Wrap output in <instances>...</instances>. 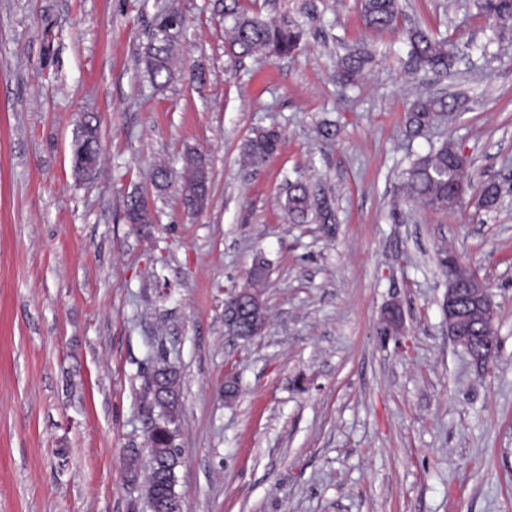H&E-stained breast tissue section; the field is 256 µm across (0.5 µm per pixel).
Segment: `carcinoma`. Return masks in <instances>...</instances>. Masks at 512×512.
<instances>
[{
  "label": "carcinoma",
  "instance_id": "carcinoma-1",
  "mask_svg": "<svg viewBox=\"0 0 512 512\" xmlns=\"http://www.w3.org/2000/svg\"><path fill=\"white\" fill-rule=\"evenodd\" d=\"M477 6L488 21L505 27L512 19V0H477ZM365 26L375 32L396 33L405 46V56L398 58L403 69L414 77L424 79L430 75L446 76L459 61L454 43L447 37L434 34L426 27H405L402 0H361ZM224 17L230 21L231 46L236 55L248 57L262 54L269 58L293 55L307 35L303 23L291 16L279 21L265 20L238 11V0H224ZM181 23L179 16L167 14L158 24L162 37L149 44L144 56V71L156 87L165 86L171 77L170 57L174 42L166 32L170 25ZM375 63L373 52L364 44L344 47L337 61L336 80L341 90L354 85L365 68ZM464 102L458 96L418 95L409 104L405 131L409 138L422 135L439 119L452 120L461 111ZM279 135L272 129L253 133L242 144V151L255 166L262 165L277 150ZM99 157L97 128L86 125L73 145V164L78 167L85 161L95 162ZM469 162L448 138L437 147H430L424 155L413 159L401 173L403 199L433 211H454L461 207L465 195L472 188L467 171ZM477 209L485 212L496 210L508 187L490 180L475 188ZM283 207L292 224H320L329 234L336 223V210L332 195L320 184L299 178L288 182ZM125 219L130 224H149L144 212L142 196L133 194L125 202ZM153 407L163 426L148 433L146 444L151 448L147 455L133 448L128 456V470L146 468L148 480L158 495L168 493L176 478L175 454L172 447L179 436L180 406L163 394L153 397Z\"/></svg>",
  "mask_w": 512,
  "mask_h": 512
}]
</instances>
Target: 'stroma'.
<instances>
[{
	"label": "stroma",
	"instance_id": "obj_1",
	"mask_svg": "<svg viewBox=\"0 0 512 512\" xmlns=\"http://www.w3.org/2000/svg\"><path fill=\"white\" fill-rule=\"evenodd\" d=\"M172 11L157 88L142 56ZM319 11L293 56L238 59L223 0H0V512H144L127 455L159 353L180 378L186 512H512V195L489 213L393 205L408 154L447 138L472 183L512 177V31L447 82L469 98L456 122L410 141L402 44L365 28L359 0ZM404 22L462 53L489 35L474 0H406ZM346 43L383 61L342 97ZM88 123L101 153L82 180L71 145ZM270 127L277 153L246 165L243 141ZM190 148L209 173L199 210L180 187ZM300 177L330 188L332 235L289 223ZM136 192L145 227L124 218ZM260 255L268 323L246 342L225 335L224 303ZM449 255L491 289L483 375L448 336ZM395 304L402 332L380 339Z\"/></svg>",
	"mask_w": 512,
	"mask_h": 512
}]
</instances>
